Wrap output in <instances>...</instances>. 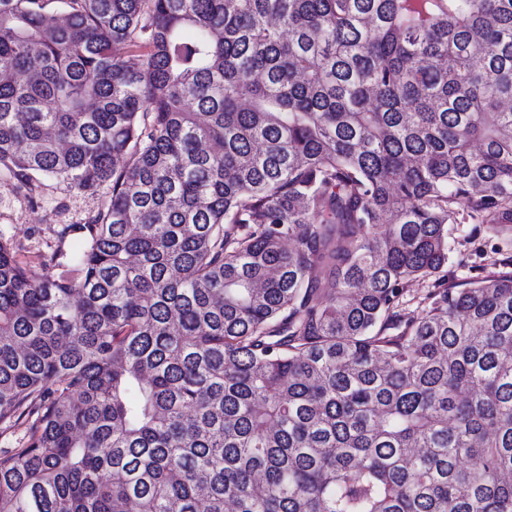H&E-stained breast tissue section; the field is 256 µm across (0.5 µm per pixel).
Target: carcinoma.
I'll return each instance as SVG.
<instances>
[{"mask_svg": "<svg viewBox=\"0 0 512 512\" xmlns=\"http://www.w3.org/2000/svg\"><path fill=\"white\" fill-rule=\"evenodd\" d=\"M511 101L512 0H0V169L107 189L0 236V512H512V272L402 315ZM107 189L90 194L66 182L38 177L22 185L0 173V234L20 246L18 258L35 275L52 254L68 255L79 246L80 227L100 209Z\"/></svg>", "mask_w": 512, "mask_h": 512, "instance_id": "1", "label": "carcinoma"}]
</instances>
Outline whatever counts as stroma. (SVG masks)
Wrapping results in <instances>:
<instances>
[{
	"label": "stroma",
	"instance_id": "obj_1",
	"mask_svg": "<svg viewBox=\"0 0 512 512\" xmlns=\"http://www.w3.org/2000/svg\"><path fill=\"white\" fill-rule=\"evenodd\" d=\"M103 194H90L51 178H37L23 185L0 173V235L20 247L18 257L33 274H41V263L51 255L65 256L79 246L83 224L96 214ZM461 223L448 227L449 282L464 283L503 270L511 249H499V241L485 225L468 220L466 200H458Z\"/></svg>",
	"mask_w": 512,
	"mask_h": 512
}]
</instances>
